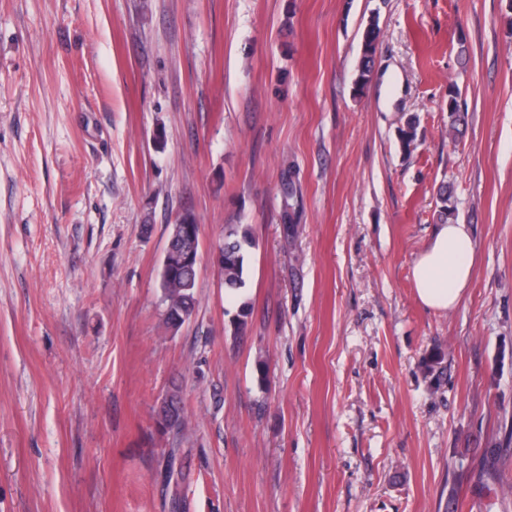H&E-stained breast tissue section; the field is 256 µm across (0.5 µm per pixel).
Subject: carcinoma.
Returning a JSON list of instances; mask_svg holds the SVG:
<instances>
[{
    "label": "carcinoma",
    "instance_id": "cac0c4a2",
    "mask_svg": "<svg viewBox=\"0 0 512 512\" xmlns=\"http://www.w3.org/2000/svg\"><path fill=\"white\" fill-rule=\"evenodd\" d=\"M380 28L377 21L372 20L366 26L362 37V52L359 61L358 78L356 85L363 88L370 79L374 65L377 42ZM448 113L450 126L448 135L461 134L459 125L464 121L460 112L458 92L454 88L448 89ZM418 119L414 115L408 116L398 127V139L404 153L409 154L416 148ZM438 206L437 219L439 223H448V216L455 213L452 204V190L445 184L438 187L436 192ZM168 239L171 247L183 238L190 228L198 229L195 217L186 212L179 215L174 223L168 225ZM255 246L250 230L242 224H227L224 228V241L219 245V268L224 276V288L228 295L240 301L237 314L232 320L233 335L238 336L244 332L251 315L249 303L242 300L246 290L247 256L249 250ZM169 268L173 269L170 286L161 289V316L166 329L176 332L190 319L197 305L198 269L181 263L179 254L172 252L168 256ZM157 422L164 429L173 426L181 429L185 424L184 401L182 389L175 385L156 411Z\"/></svg>",
    "mask_w": 512,
    "mask_h": 512
}]
</instances>
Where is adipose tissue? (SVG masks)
<instances>
[{
	"label": "adipose tissue",
	"mask_w": 512,
	"mask_h": 512,
	"mask_svg": "<svg viewBox=\"0 0 512 512\" xmlns=\"http://www.w3.org/2000/svg\"><path fill=\"white\" fill-rule=\"evenodd\" d=\"M474 255L475 242L467 225H437L412 267L420 305L435 312L456 308L471 286Z\"/></svg>",
	"instance_id": "adipose-tissue-1"
}]
</instances>
